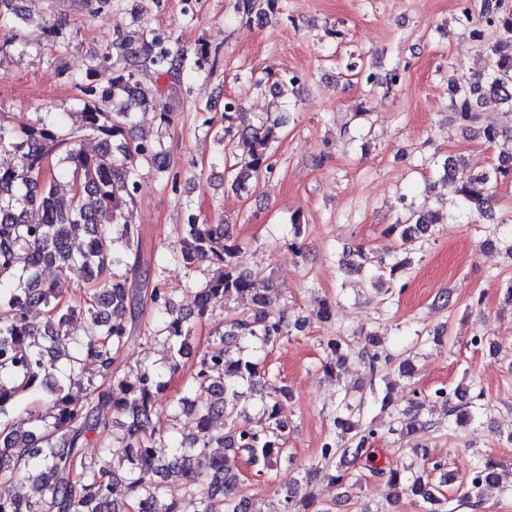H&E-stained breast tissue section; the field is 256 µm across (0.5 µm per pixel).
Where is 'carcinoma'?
Returning <instances> with one entry per match:
<instances>
[{
  "mask_svg": "<svg viewBox=\"0 0 512 512\" xmlns=\"http://www.w3.org/2000/svg\"><path fill=\"white\" fill-rule=\"evenodd\" d=\"M279 0H238L236 11L248 25L262 21L277 10ZM483 25L498 32L488 46L490 71L482 85H459L451 91L455 118L470 130H478L488 143L503 130L486 122L473 101L493 98L512 107V9L501 0H483ZM115 45L117 58L112 74L90 66L77 78L83 107L69 126L53 114L38 123L5 122L0 113V152H9L14 163L0 167V512H181L168 497V483L181 482L195 498L196 512H261L239 494V474L225 460L209 452L219 445L232 454H243L255 476L269 479L293 460L285 450L290 426L279 415L278 405L288 389L267 386L262 354L272 342L304 328L307 320H288V311L270 295V278L241 269L244 247L234 239L227 224L203 222L187 211L180 248L171 259L186 269L208 264L209 276L195 292L196 315L204 317L211 303L221 298L249 305L247 311L224 324V333L198 354L186 395L173 404L180 437H171L168 455L157 444L159 431L152 420L166 375L180 371L190 353L193 326L177 311L159 279L141 270L139 233L123 222L124 209L140 191L142 171L147 170L178 192L182 174L174 170L167 130L173 122L165 100L180 93L181 70L187 57L170 46V36L146 24L138 42L121 34ZM218 55L201 43L193 55V67L202 69ZM151 66L172 81L166 88L146 87L137 78L143 66ZM156 112L158 126L151 133L135 132L140 110ZM240 103L224 102V148L237 136L249 140L250 160L243 167H225L231 189L243 197L260 179L273 173V144L278 142L281 118L275 117L239 128ZM99 139L92 153L82 148L83 133ZM55 161L65 166L67 193H60ZM439 182L457 196L464 211L480 213L491 180L476 175L469 182L456 177L450 159L437 166ZM443 223L436 212L408 210L404 219L390 225L403 240L417 239L420 228ZM410 265L400 260L370 274L376 284ZM45 268L61 274L80 273L85 294L66 298L51 281L42 278ZM33 307L43 310L39 323L29 319ZM147 308L151 322L144 336L167 346L168 366H141L120 375L114 369L124 348L141 327L139 308ZM84 323V334L70 336V326ZM326 369L342 367L352 353L343 336L324 342ZM358 356L374 373L389 358L367 349ZM65 360L68 383H48L59 360ZM88 363L98 367L102 384L89 393L79 388V376ZM248 393L261 394L255 416L238 410ZM466 400L461 417L473 419L482 392L473 388L448 394L444 388L433 397L449 404L452 397ZM29 409L21 430L15 412ZM109 405L114 418L101 413ZM355 409L342 398L334 418L335 433L320 449L321 461L305 476H321L334 485L348 478L343 464L333 460L370 453L366 445L379 438L373 426L353 421ZM390 431L403 440L414 436L423 423L409 412L394 414ZM100 448L90 460L86 448ZM428 457L414 459L403 469L385 472L396 497L418 499L422 512H441L448 473L445 464ZM32 482L34 500L15 492L20 482ZM465 497H480L486 486H502L499 465L486 461L465 480ZM283 512H327L315 497L303 490L300 480L283 490Z\"/></svg>",
  "mask_w": 512,
  "mask_h": 512,
  "instance_id": "carcinoma-1",
  "label": "carcinoma"
}]
</instances>
